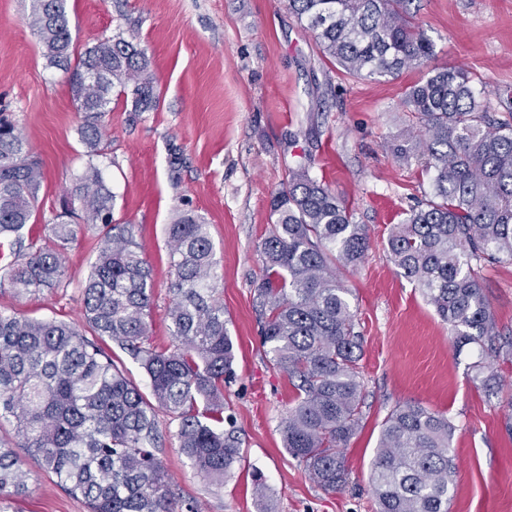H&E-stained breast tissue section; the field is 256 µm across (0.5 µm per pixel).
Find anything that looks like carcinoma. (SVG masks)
I'll list each match as a JSON object with an SVG mask.
<instances>
[{
  "mask_svg": "<svg viewBox=\"0 0 512 512\" xmlns=\"http://www.w3.org/2000/svg\"><path fill=\"white\" fill-rule=\"evenodd\" d=\"M406 2L288 0V6L316 33L325 58L352 77L375 78L434 57L432 40L410 20ZM28 21L49 65L70 73L91 161L63 201L64 213L81 210L83 224H53L44 244L24 238L43 170L12 114L0 111V285L18 294L68 287L65 253L78 227L95 234L97 257L81 283L90 334L0 310V426H12L16 447L81 497L87 512H199L197 503L173 498L156 455L157 412L177 423L181 453L201 478L234 474L242 442L224 405V382L233 375L235 350L218 298L209 225L183 211L167 227L172 345L159 349L150 337L151 266L133 225L113 223V196L92 161L103 156L102 118L115 87L131 95L135 112L159 103L149 57L118 34L71 62L66 0H31ZM404 105L415 143L394 151L406 159L417 150L425 156L431 191L392 229L390 257L451 326L457 344L512 355L477 269L481 261L512 264V124L490 116L461 67L430 70L408 88ZM309 167L296 165L272 200L255 297L270 361L294 381L295 401L281 422L285 448L330 492L346 482L345 449L363 419L362 341L340 273L363 260L369 239L365 225ZM106 340L139 364L152 399L114 364L101 346ZM451 445L447 416L418 402L396 404L371 476L379 512H448ZM27 480L17 453L0 445V500L26 492Z\"/></svg>",
  "mask_w": 512,
  "mask_h": 512,
  "instance_id": "carcinoma-1",
  "label": "carcinoma"
}]
</instances>
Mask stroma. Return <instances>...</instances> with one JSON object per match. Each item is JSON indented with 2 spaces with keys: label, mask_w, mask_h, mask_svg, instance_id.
I'll use <instances>...</instances> for the list:
<instances>
[{
  "label": "stroma",
  "mask_w": 512,
  "mask_h": 512,
  "mask_svg": "<svg viewBox=\"0 0 512 512\" xmlns=\"http://www.w3.org/2000/svg\"><path fill=\"white\" fill-rule=\"evenodd\" d=\"M66 9L77 51L115 34L145 49L160 96L156 109L136 112L113 91L100 163L113 217L133 225L152 268L154 345L171 341L168 224L192 210L216 246L219 298L235 347L224 401L244 461L229 480H203L181 454L175 424L159 414L158 456L176 493L198 501L201 512H263L253 494L258 473L277 512H376L370 473L383 423L396 403L415 401L454 427L449 512H512V358L457 347L386 248L392 226L430 191L416 160L392 152L408 130L405 91L422 72L377 80L345 74L322 57L288 0H67ZM29 11L30 0H0V107L42 163L29 224L41 236L88 158L69 75L48 65ZM410 14L435 44L432 66L467 67L494 117L512 123V0H412ZM305 160L369 235L363 262L341 275L362 338L365 394L362 427L345 450L348 478L333 492L320 489L284 446L280 422L294 389L265 356L254 299L271 200ZM96 255L93 234L78 233L66 251L67 289L17 296L5 286L0 310L81 323L80 284ZM479 275L500 333L512 336V265L487 263ZM478 363L500 380L498 397H487L476 380ZM23 462L28 489L0 501V512H87L34 456Z\"/></svg>",
  "instance_id": "obj_1"
}]
</instances>
